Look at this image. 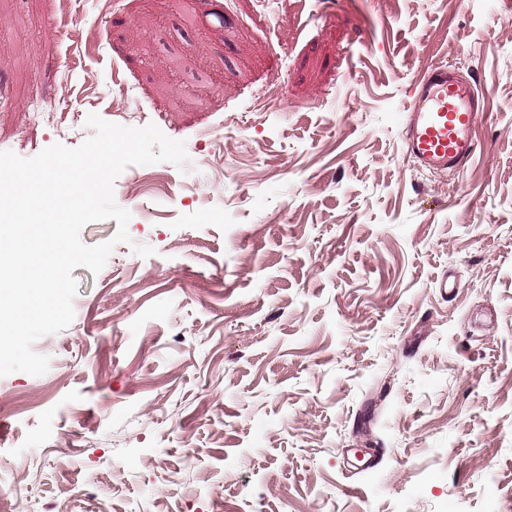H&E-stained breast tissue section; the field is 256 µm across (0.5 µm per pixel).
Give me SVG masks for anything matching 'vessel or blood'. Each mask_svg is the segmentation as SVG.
<instances>
[{
	"label": "vessel or blood",
	"mask_w": 512,
	"mask_h": 512,
	"mask_svg": "<svg viewBox=\"0 0 512 512\" xmlns=\"http://www.w3.org/2000/svg\"><path fill=\"white\" fill-rule=\"evenodd\" d=\"M485 104L444 65L426 69L403 112L406 152L429 171L454 168L476 153Z\"/></svg>",
	"instance_id": "1"
}]
</instances>
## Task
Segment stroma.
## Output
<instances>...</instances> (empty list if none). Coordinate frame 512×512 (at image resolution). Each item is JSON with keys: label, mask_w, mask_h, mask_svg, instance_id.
<instances>
[{"label": "stroma", "mask_w": 512, "mask_h": 512, "mask_svg": "<svg viewBox=\"0 0 512 512\" xmlns=\"http://www.w3.org/2000/svg\"><path fill=\"white\" fill-rule=\"evenodd\" d=\"M436 64L487 104L446 175ZM92 113L188 163L117 177L130 243L0 378V512H512V0H0V151ZM485 104L448 66H431L416 82L404 107L406 152L422 170L465 163L476 153V126Z\"/></svg>", "instance_id": "stroma-1"}]
</instances>
